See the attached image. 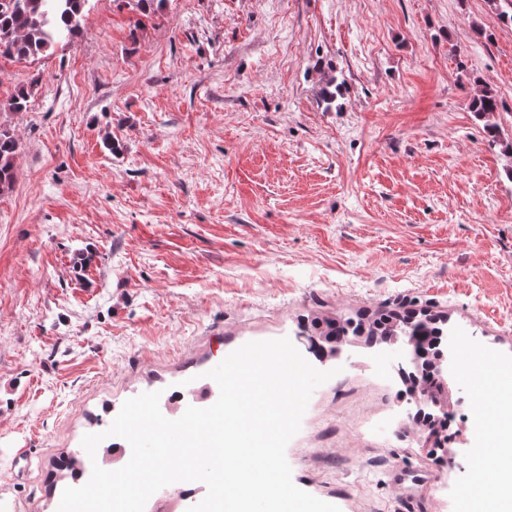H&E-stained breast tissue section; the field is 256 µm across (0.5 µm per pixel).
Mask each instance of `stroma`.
<instances>
[{
  "mask_svg": "<svg viewBox=\"0 0 512 512\" xmlns=\"http://www.w3.org/2000/svg\"><path fill=\"white\" fill-rule=\"evenodd\" d=\"M30 81L0 112V512H57L60 458L125 400L211 406L208 370L280 338L335 372L286 447L297 487L341 512H474L480 487L495 512L469 416L494 424L474 376L512 362V157L471 99L494 89L512 141V0H88L70 42L0 60V103ZM380 310L460 343L438 447L390 344L310 347ZM19 143L7 128L0 126V193L12 188L15 181L14 159Z\"/></svg>",
  "mask_w": 512,
  "mask_h": 512,
  "instance_id": "35a3bbf8",
  "label": "stroma"
}]
</instances>
